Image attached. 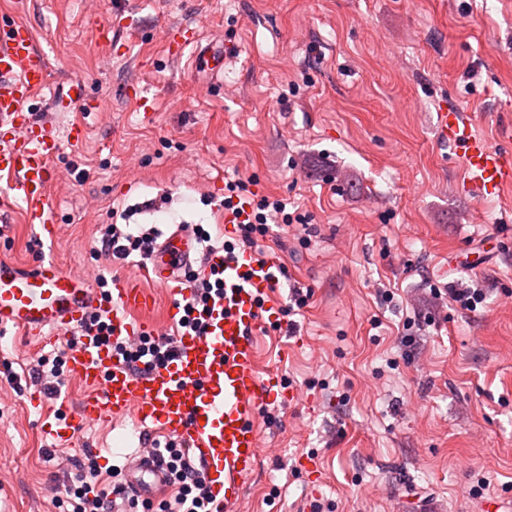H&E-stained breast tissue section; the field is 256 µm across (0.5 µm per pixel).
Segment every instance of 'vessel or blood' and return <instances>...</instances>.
Listing matches in <instances>:
<instances>
[{
  "instance_id": "vessel-or-blood-1",
  "label": "vessel or blood",
  "mask_w": 512,
  "mask_h": 512,
  "mask_svg": "<svg viewBox=\"0 0 512 512\" xmlns=\"http://www.w3.org/2000/svg\"><path fill=\"white\" fill-rule=\"evenodd\" d=\"M165 40L172 57L190 48L212 77L223 74L229 49L200 47L194 28L170 29ZM49 77L47 57L27 25L17 22L0 32V177L7 179L0 186V209H21L40 236L50 239L56 224L49 203L51 162L60 142L55 128L37 119L31 108ZM437 137L460 160L468 189L491 197L512 186V148L492 145L474 133L463 112H440ZM197 252L193 236L179 228L165 235L139 267L140 274L174 296L168 321L176 328L191 293L184 272ZM279 265L275 255L260 262L249 251L231 256L212 252L203 270L216 273L224 290L205 315L206 334L177 329L169 361L136 371L83 325L92 310L108 308L113 336L156 335L155 323L142 316L152 306L146 289L116 277L103 295L84 274L63 270L55 260L26 270L1 258L0 332L18 328L44 344L77 337L66 355V373L85 387L86 395L76 415L56 419L47 434L64 439L84 424L134 416L141 428L140 451L129 483L137 494L151 497L164 487V467L154 449L160 440H173L201 465L215 512H238L262 453L261 407L279 397L287 402L300 397L279 373L258 370L257 333L282 311L273 296Z\"/></svg>"
}]
</instances>
